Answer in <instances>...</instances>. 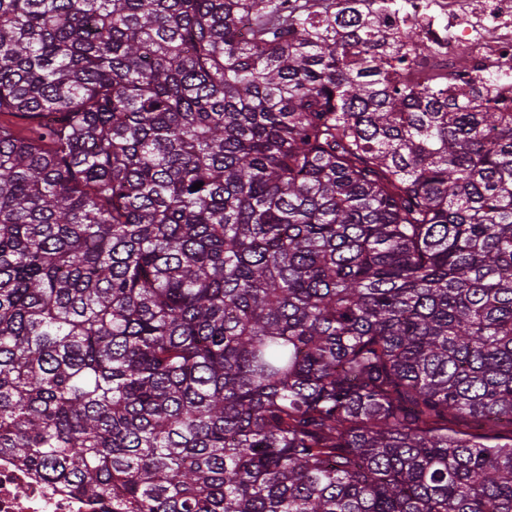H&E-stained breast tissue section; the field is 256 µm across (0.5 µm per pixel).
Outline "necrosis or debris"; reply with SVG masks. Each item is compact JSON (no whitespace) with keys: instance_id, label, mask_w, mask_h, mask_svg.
I'll return each instance as SVG.
<instances>
[{"instance_id":"4bbe7bcc","label":"necrosis or debris","mask_w":512,"mask_h":512,"mask_svg":"<svg viewBox=\"0 0 512 512\" xmlns=\"http://www.w3.org/2000/svg\"><path fill=\"white\" fill-rule=\"evenodd\" d=\"M384 36L410 29L425 48L410 81L489 77L482 96L512 104V0H377ZM0 512H93L89 502L0 456Z\"/></svg>"}]
</instances>
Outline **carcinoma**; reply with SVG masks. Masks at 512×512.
<instances>
[{
    "label": "carcinoma",
    "instance_id": "1",
    "mask_svg": "<svg viewBox=\"0 0 512 512\" xmlns=\"http://www.w3.org/2000/svg\"><path fill=\"white\" fill-rule=\"evenodd\" d=\"M284 2L0 0V455L112 512H512V112Z\"/></svg>",
    "mask_w": 512,
    "mask_h": 512
}]
</instances>
